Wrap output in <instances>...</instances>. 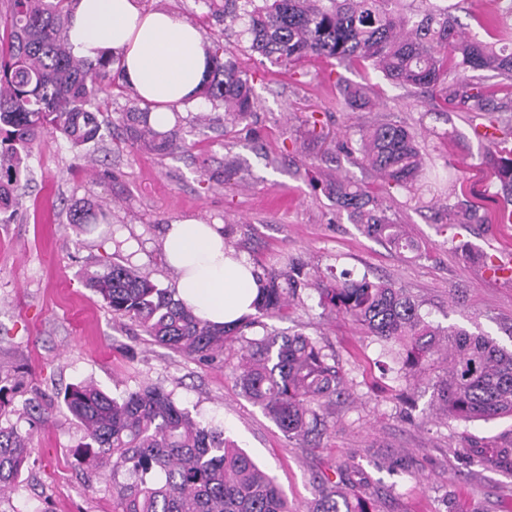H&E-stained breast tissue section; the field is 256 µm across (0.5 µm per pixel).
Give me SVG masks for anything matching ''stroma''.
Returning <instances> with one entry per match:
<instances>
[{"instance_id":"1","label":"stroma","mask_w":512,"mask_h":512,"mask_svg":"<svg viewBox=\"0 0 512 512\" xmlns=\"http://www.w3.org/2000/svg\"><path fill=\"white\" fill-rule=\"evenodd\" d=\"M146 8L177 12L202 34L220 36L221 25L203 0H143ZM241 67L255 71L254 108L239 134L223 122L200 124L194 104L182 112L184 151L159 156L119 142L110 128L91 153L95 167L77 159L60 136L36 141L28 160L29 182L9 222L0 223V379L16 383L0 425L32 433L30 459L19 486L0 497V512H114L112 473L86 468L83 431L62 404L69 386L92 382L114 396L157 385L197 419L223 429L284 489L295 512L314 496L313 477L334 474L348 461L368 483L361 492L377 512H512V469L480 463L476 448L512 447V419L489 423L445 422L435 413L431 388L399 377L386 346L318 295L301 290L284 317L264 318L254 335L302 333L336 354L351 383L329 407L332 428L314 447L287 440L236 385L231 368L238 345L227 346L223 364L189 360L112 316L79 279L82 269L131 263L172 287L174 274L161 258L160 230L195 217L224 225L229 246L256 267L288 257L307 269L349 271L355 278L406 289L441 327L482 333L512 349V279L486 274V256L512 242V224H452L446 212L402 194L391 203L397 223L419 244L399 253L365 235L339 212L325 186L346 178L372 182L355 156L337 141L364 126L392 120L420 132L431 172L456 168L486 211L501 199L471 135L465 113L444 119L426 115L411 89L394 85L372 68L314 63L292 74L245 53L249 36L237 27ZM373 89L365 112L336 107V81ZM460 136L446 138L448 127ZM93 203L104 224H69L72 205ZM129 250L112 246L115 231ZM38 398L46 422L23 412ZM405 469L390 468L392 456Z\"/></svg>"}]
</instances>
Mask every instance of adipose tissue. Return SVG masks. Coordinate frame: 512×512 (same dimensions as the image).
<instances>
[{"mask_svg": "<svg viewBox=\"0 0 512 512\" xmlns=\"http://www.w3.org/2000/svg\"><path fill=\"white\" fill-rule=\"evenodd\" d=\"M73 54L113 57L122 82L151 106L150 121L170 127L172 111L197 102L211 60L199 28L141 0H74L66 26ZM162 261L178 297L215 325L240 320L258 293L254 264L224 244V227L186 218L165 225Z\"/></svg>", "mask_w": 512, "mask_h": 512, "instance_id": "1", "label": "adipose tissue"}]
</instances>
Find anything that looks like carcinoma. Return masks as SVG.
Segmentation results:
<instances>
[{
  "instance_id": "1",
  "label": "carcinoma",
  "mask_w": 512,
  "mask_h": 512,
  "mask_svg": "<svg viewBox=\"0 0 512 512\" xmlns=\"http://www.w3.org/2000/svg\"><path fill=\"white\" fill-rule=\"evenodd\" d=\"M0 14V213L16 203L31 145L56 133L80 150L102 137L105 118L98 93L115 83L112 58L75 57L61 37L72 0H7ZM212 17L229 29L247 21L248 51L272 65L296 67L316 58L347 67L370 66L394 85L420 90L430 110L471 112L472 126L492 128L500 139L487 145L483 163L499 183L502 204L479 216L457 174H448L444 194L430 199L448 210V223L512 217V2L487 19L490 40L461 35L452 13L436 0H203ZM212 66L200 96L224 107V128L234 129L253 108L254 75L240 69L233 49L214 41ZM491 71L499 81L485 85L470 73ZM337 105L345 111L370 107L363 85L336 83ZM124 142L156 153L185 147L180 127L159 131L149 109L134 98L121 113ZM337 150L359 155L360 164L381 178L382 193L349 180L327 184L348 219L394 249L418 253L419 246L391 217L386 196L396 189L416 196L428 178L417 134L392 121L359 129L356 144ZM102 305L135 323L155 343L198 362H216L224 347L241 344L233 370L242 393L259 406L289 440L307 442L328 430L326 407L336 401L345 378L325 346L303 334L246 336L259 318L278 316L299 290L310 288L320 303L349 317L385 343L397 346L399 372L420 378L436 391V410L454 421L489 422L512 417V351L488 336L434 325L403 288L353 280L348 273L325 280L287 260L258 274L256 316L235 325H214L196 316L175 291L149 273L112 262L81 276ZM444 358V374L430 367ZM81 424L84 459L91 468H110L118 512H294L275 479L224 430L195 419L172 394L146 386L112 397L91 383L69 387L63 397ZM31 433L0 426V495L15 490L30 457ZM491 465L512 461V448L478 450ZM338 479L314 476L317 495L307 512H376L374 500L355 493L359 481L340 468Z\"/></svg>"
}]
</instances>
